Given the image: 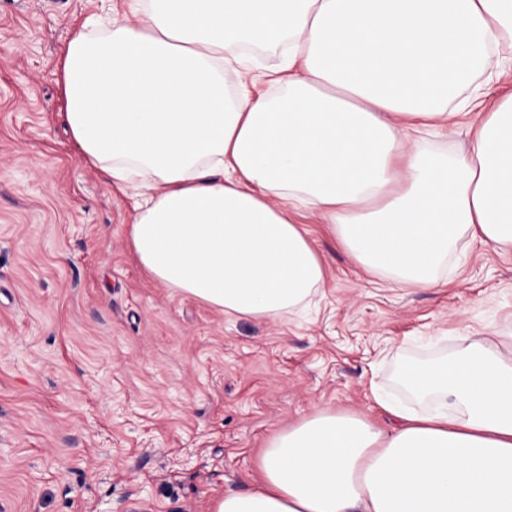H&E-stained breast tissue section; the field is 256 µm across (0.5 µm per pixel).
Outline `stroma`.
I'll return each mask as SVG.
<instances>
[{"mask_svg": "<svg viewBox=\"0 0 512 512\" xmlns=\"http://www.w3.org/2000/svg\"><path fill=\"white\" fill-rule=\"evenodd\" d=\"M100 0H0V512H213L262 480L269 440L322 409L383 430L418 412L408 363L462 336H512V252L475 243L443 288L366 271L329 225L309 310L236 318L162 287L129 248L130 194L85 165L61 57ZM468 125L419 132L465 153Z\"/></svg>", "mask_w": 512, "mask_h": 512, "instance_id": "1", "label": "stroma"}]
</instances>
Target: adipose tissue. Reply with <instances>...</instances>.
I'll return each instance as SVG.
<instances>
[{
	"instance_id": "adipose-tissue-1",
	"label": "adipose tissue",
	"mask_w": 512,
	"mask_h": 512,
	"mask_svg": "<svg viewBox=\"0 0 512 512\" xmlns=\"http://www.w3.org/2000/svg\"><path fill=\"white\" fill-rule=\"evenodd\" d=\"M127 7L136 24L70 41L66 119L82 161L135 191L129 243L161 286L238 318L298 308L325 280L303 209L410 288L444 285L464 238L512 249V97L492 106L475 86L506 72L512 0ZM267 46L276 67L253 56ZM473 112L468 153L409 139ZM401 380L429 411L387 404L389 432L315 412L270 439L261 488L215 512H512V336L463 337Z\"/></svg>"
}]
</instances>
